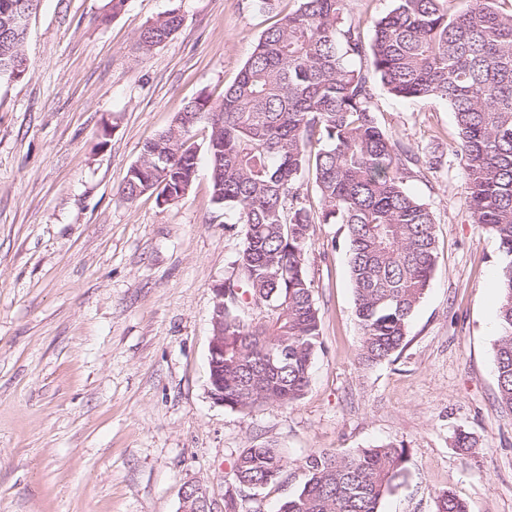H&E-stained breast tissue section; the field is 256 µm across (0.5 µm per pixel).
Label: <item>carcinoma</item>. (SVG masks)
I'll list each match as a JSON object with an SVG mask.
<instances>
[{
    "mask_svg": "<svg viewBox=\"0 0 512 512\" xmlns=\"http://www.w3.org/2000/svg\"><path fill=\"white\" fill-rule=\"evenodd\" d=\"M267 28L223 99L189 101L144 144L120 186L127 200L151 192L183 199L198 168L193 131L207 129L212 202L242 225L241 248L225 282L224 351L209 377L224 383V406L248 412L292 405L307 393L322 350L321 318L305 266L313 224L347 226L359 364L391 359L434 276L438 237L427 204L406 187L409 166L428 161L376 122L374 88L353 61L369 58L385 91L404 100L442 99L455 113L465 205L498 243L495 344L499 405L512 412V11L499 0H396L374 23L370 42L346 18L347 0H298ZM38 0H0V79L27 71L25 35L14 11ZM184 23L172 10L147 22V53ZM319 194L308 207L301 177ZM259 311L260 317L246 315ZM407 449L386 443L353 452L312 451L301 490L277 512H379L408 475ZM224 512H244L248 496L283 483L288 461L276 448L249 446L234 460ZM436 512H468L449 490Z\"/></svg>",
    "mask_w": 512,
    "mask_h": 512,
    "instance_id": "carcinoma-1",
    "label": "carcinoma"
}]
</instances>
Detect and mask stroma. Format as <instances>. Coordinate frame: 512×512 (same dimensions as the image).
<instances>
[{
	"label": "stroma",
	"instance_id": "1",
	"mask_svg": "<svg viewBox=\"0 0 512 512\" xmlns=\"http://www.w3.org/2000/svg\"><path fill=\"white\" fill-rule=\"evenodd\" d=\"M274 12L250 0H40L27 73L0 80V512H180L184 486L224 512L238 452L279 448L297 493L313 450L381 443L408 450V477L379 512H435L452 490L469 512H512V412L497 401L496 240L464 204L458 130L447 102L374 88L375 118L438 157L406 186L437 222L431 285L394 360L358 362L360 329L341 224H315L306 270L324 349L305 397L241 413L209 394L215 290L241 227L211 201L207 131L186 199L118 193L144 143L199 94L220 101ZM177 10L182 27L151 52L142 26ZM473 434L475 454L454 445Z\"/></svg>",
	"mask_w": 512,
	"mask_h": 512
}]
</instances>
